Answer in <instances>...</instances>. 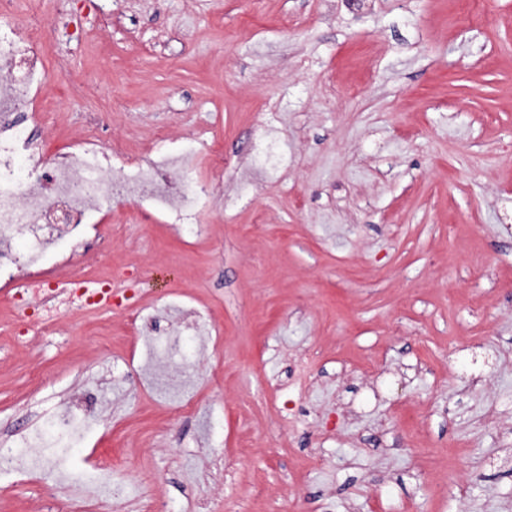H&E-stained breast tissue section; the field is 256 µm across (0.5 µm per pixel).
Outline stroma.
<instances>
[{"label":"stroma","mask_w":512,"mask_h":512,"mask_svg":"<svg viewBox=\"0 0 512 512\" xmlns=\"http://www.w3.org/2000/svg\"><path fill=\"white\" fill-rule=\"evenodd\" d=\"M24 3L47 68L70 59L35 136L93 130L132 164L214 147L224 170L191 224L104 197L112 242L79 261L136 271L178 388L124 310L40 334L0 295V444L98 408L65 486L0 476V512H73L103 457L130 492L83 512H195L210 460L209 512H512V0H123L104 52L58 32L95 26L85 0ZM91 405L88 404L84 408L78 404L69 405L66 411L57 414L53 418V424L56 428L64 431H72L77 428V420L83 415L92 413Z\"/></svg>","instance_id":"obj_1"}]
</instances>
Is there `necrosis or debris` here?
<instances>
[{
    "label": "necrosis or debris",
    "instance_id": "4bbe7bcc",
    "mask_svg": "<svg viewBox=\"0 0 512 512\" xmlns=\"http://www.w3.org/2000/svg\"><path fill=\"white\" fill-rule=\"evenodd\" d=\"M37 21H18L13 0H0V288L7 289L19 318L36 316L45 330H54L64 312L97 314L112 307H130L150 349L170 361L178 342L154 321H142L140 306L133 303L134 276H89L75 265L54 259L56 242L79 231H94L100 239L112 238V227L98 221L99 202L112 188L111 166L91 165L99 154L120 156L122 143L102 144L92 135L64 146L53 161H46L41 140L31 136L27 121L13 119L22 103H32L48 78L41 47L32 32ZM180 159L153 161L150 172L124 178L123 188L150 211L175 221H188L199 199L188 198L179 174ZM28 235L30 271L16 277L10 242Z\"/></svg>",
    "mask_w": 512,
    "mask_h": 512
}]
</instances>
